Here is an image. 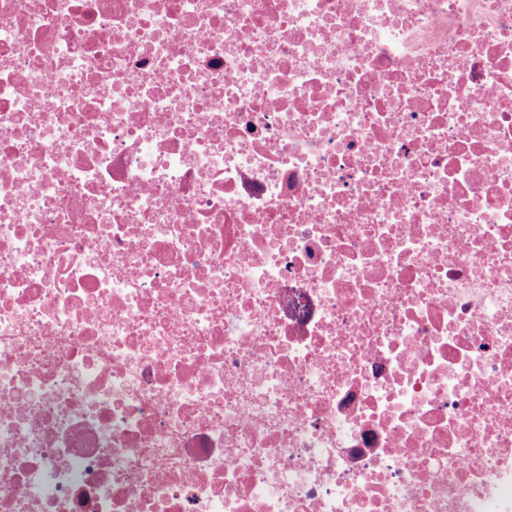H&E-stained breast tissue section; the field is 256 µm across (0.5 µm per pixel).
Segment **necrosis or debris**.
I'll list each match as a JSON object with an SVG mask.
<instances>
[{"instance_id": "necrosis-or-debris-1", "label": "necrosis or debris", "mask_w": 512, "mask_h": 512, "mask_svg": "<svg viewBox=\"0 0 512 512\" xmlns=\"http://www.w3.org/2000/svg\"><path fill=\"white\" fill-rule=\"evenodd\" d=\"M0 512H512V0H0Z\"/></svg>"}]
</instances>
